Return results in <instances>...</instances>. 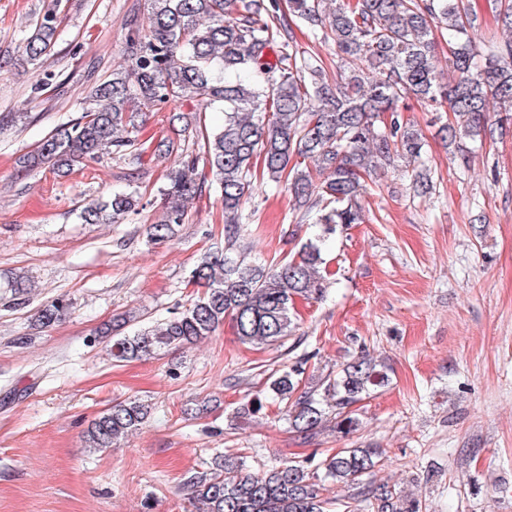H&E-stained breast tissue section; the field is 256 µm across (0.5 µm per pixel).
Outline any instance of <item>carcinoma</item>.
Wrapping results in <instances>:
<instances>
[{
    "label": "carcinoma",
    "mask_w": 512,
    "mask_h": 512,
    "mask_svg": "<svg viewBox=\"0 0 512 512\" xmlns=\"http://www.w3.org/2000/svg\"><path fill=\"white\" fill-rule=\"evenodd\" d=\"M147 24H127L125 49L112 74L88 85L82 115L42 138L18 157L26 171L68 169L104 154L124 156L134 150L164 158L174 140L162 138L151 148L138 142L139 118L169 112L171 127L188 121L180 103L198 99L200 111L216 106L223 117L207 124L198 115L199 150L183 151L158 188L162 214L147 227L154 244L170 240L184 223L187 204L208 184L218 187L224 208V249L206 253L190 280L205 289L178 315L131 334L132 317L104 325L99 336L118 363L151 358L182 349L210 336L224 320L238 339L254 346L272 345L295 336L298 297H323V250L303 243L286 262L252 265L235 255L243 230L242 207L257 179L288 191L307 219L333 234L337 226L363 221L361 199L366 179L398 158L413 165L419 190L422 135L401 115L400 103L414 97L452 118L441 127L460 166H469L467 142L494 136L512 123V0H504L497 21L503 38L477 45L479 24L469 0H149ZM306 24L314 37L331 42L345 68L336 81L311 54L290 49L289 17ZM448 33V69L443 83L432 63L433 27ZM58 39V18L46 12L25 39L27 61L38 64ZM140 197L128 191L86 206L87 224H112L134 212ZM58 299L37 312L47 328L65 316ZM302 366L272 375L263 395L239 408L260 413L268 401L285 405L291 430L313 437L327 424L342 434L357 430L351 406L384 387L388 368L362 357L336 376H325L300 390ZM151 407L137 400L119 401L100 413L84 432L86 447L110 448L138 429ZM377 447L345 448L315 469L290 461L262 474L243 471L238 457L225 454L214 467L186 481L197 512H330L322 497L324 482L363 485L361 497L371 512H422L420 500L389 483H365L382 459Z\"/></svg>",
    "instance_id": "cac0c4a2"
}]
</instances>
